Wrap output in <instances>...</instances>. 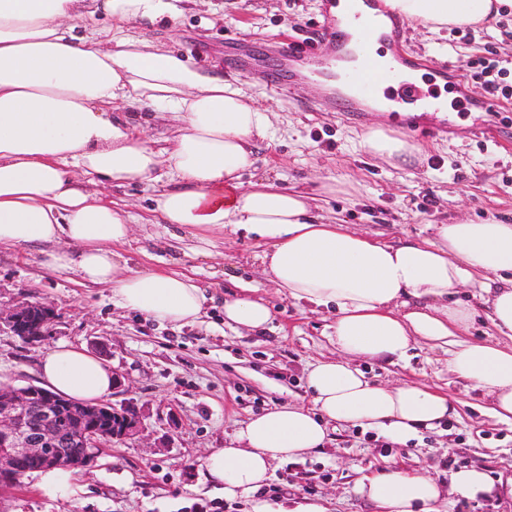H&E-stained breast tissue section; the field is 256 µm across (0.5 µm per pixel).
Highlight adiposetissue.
Returning <instances> with one entry per match:
<instances>
[{"mask_svg": "<svg viewBox=\"0 0 512 512\" xmlns=\"http://www.w3.org/2000/svg\"><path fill=\"white\" fill-rule=\"evenodd\" d=\"M189 2L0 0V247H44V268L77 270L83 284L110 288L118 306L177 326L196 322L200 288L183 274L130 273L119 252L129 216L79 187L88 176L116 187L150 182L165 163L180 185L156 199L164 223L255 235L267 245L261 261L277 288L296 302L335 308L338 356L309 369V405L252 416L235 446L201 460L205 480L225 497L256 493L273 462L323 447L336 422L397 445L440 429L457 412L455 397L417 384L380 385L356 365L397 362L419 341L451 346V371L490 396L496 418L512 422V224H438L433 238L391 244L318 222L301 190L271 182L242 189L255 140L272 133L267 112L181 55L112 31L116 23L176 22ZM510 3L391 0V7L437 31L496 18ZM97 16L106 25L76 34L77 22ZM137 105L169 115L170 146L153 148L136 134L126 110ZM473 281L508 344L460 340L476 311L453 294ZM271 319L250 292L224 302L228 326L261 329ZM38 373L47 388L78 401L112 390L108 365L66 343L44 355ZM450 487L473 500L512 497V479L494 483L478 467L452 471ZM355 491L379 512H441L443 502L432 477L393 466L360 478Z\"/></svg>", "mask_w": 512, "mask_h": 512, "instance_id": "obj_1", "label": "adipose tissue"}]
</instances>
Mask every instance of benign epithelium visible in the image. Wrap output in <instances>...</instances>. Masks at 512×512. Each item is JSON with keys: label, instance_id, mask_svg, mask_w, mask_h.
<instances>
[{"label": "benign epithelium", "instance_id": "7a95c632", "mask_svg": "<svg viewBox=\"0 0 512 512\" xmlns=\"http://www.w3.org/2000/svg\"><path fill=\"white\" fill-rule=\"evenodd\" d=\"M54 308L46 303H0V334L30 344L53 332ZM143 429L135 408L107 401L78 402L36 385H0V489H11L33 472L93 465L100 449ZM78 444L81 453L72 451Z\"/></svg>", "mask_w": 512, "mask_h": 512}]
</instances>
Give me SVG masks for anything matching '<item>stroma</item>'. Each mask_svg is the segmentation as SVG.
Returning <instances> with one entry per match:
<instances>
[{"label": "stroma", "instance_id": "35a3bbf8", "mask_svg": "<svg viewBox=\"0 0 512 512\" xmlns=\"http://www.w3.org/2000/svg\"><path fill=\"white\" fill-rule=\"evenodd\" d=\"M325 3L200 0L174 25L127 23L123 29L223 75L246 100L271 112L274 135L257 142L243 182L269 179L304 188L318 197L327 222L388 243L432 237V225L463 215L511 224L512 98L481 111L475 105L484 96L481 82L464 69L491 53L507 68L501 84L512 85V12L440 32L405 21L404 51L419 61L423 90L446 98L448 129L399 127L416 150L390 163L362 144L370 129L389 123L390 113L352 117L323 109L313 80L272 89L260 72H237L224 56L226 47L244 45L274 58L290 43L330 61ZM445 66L461 69V77L436 83L434 74ZM177 184L164 165L150 184L116 188L94 179L88 187L129 213L131 236L121 252L130 269L183 273L201 288L206 302L196 323L177 328L120 308L110 289L82 285L76 271L44 269L37 249L0 248V302L38 300L57 313L53 335L40 344L0 335V384H38L40 359L68 343L101 354L125 382L110 402L135 405L143 417L136 438L104 449L93 466L74 470L68 496L43 490L34 474L0 492V512H190L205 502L222 503L223 512H278L304 499L328 501L331 512H377L353 486L390 464L443 483L465 466L483 468L494 480L512 477V425L493 418L485 394L449 371L446 349L419 343L408 361L367 360L360 367L377 383H417L459 398L457 416L441 432H424L418 442L402 446L342 426L323 448L275 463L262 494L229 500L202 483L199 460L232 445L250 416L286 402H308L310 364L336 353L329 338L334 313L295 305L279 293L263 272L258 256L264 244L254 235L228 228L203 242L186 228L161 223L155 199ZM327 184L335 185V193H324ZM244 284L256 288L272 311L265 331L233 330L224 323L225 298Z\"/></svg>", "mask_w": 512, "mask_h": 512}]
</instances>
